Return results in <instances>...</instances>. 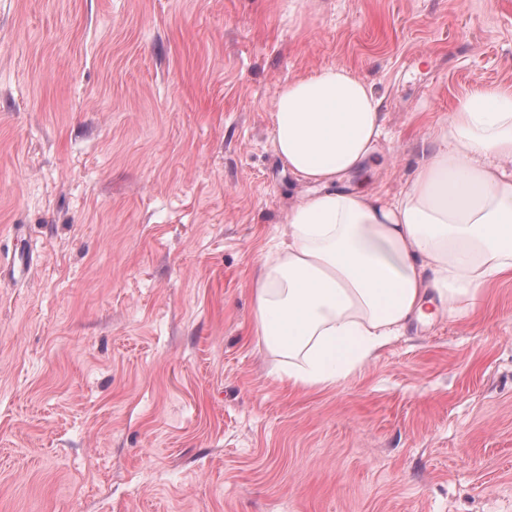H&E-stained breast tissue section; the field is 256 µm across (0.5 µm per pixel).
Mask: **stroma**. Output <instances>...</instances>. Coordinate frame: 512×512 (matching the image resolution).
Segmentation results:
<instances>
[{"mask_svg":"<svg viewBox=\"0 0 512 512\" xmlns=\"http://www.w3.org/2000/svg\"><path fill=\"white\" fill-rule=\"evenodd\" d=\"M329 66L386 116L341 187L398 196L512 89V0H0V512H512V277L324 390L255 341L276 93Z\"/></svg>","mask_w":512,"mask_h":512,"instance_id":"obj_1","label":"stroma"}]
</instances>
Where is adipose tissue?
I'll use <instances>...</instances> for the list:
<instances>
[{
	"mask_svg": "<svg viewBox=\"0 0 512 512\" xmlns=\"http://www.w3.org/2000/svg\"><path fill=\"white\" fill-rule=\"evenodd\" d=\"M381 105L342 66L275 98V152L313 191L253 281L254 332L298 390L336 385L413 322L457 317L512 274V92L459 98L401 196L337 189L377 148Z\"/></svg>",
	"mask_w": 512,
	"mask_h": 512,
	"instance_id": "obj_1",
	"label": "adipose tissue"
}]
</instances>
